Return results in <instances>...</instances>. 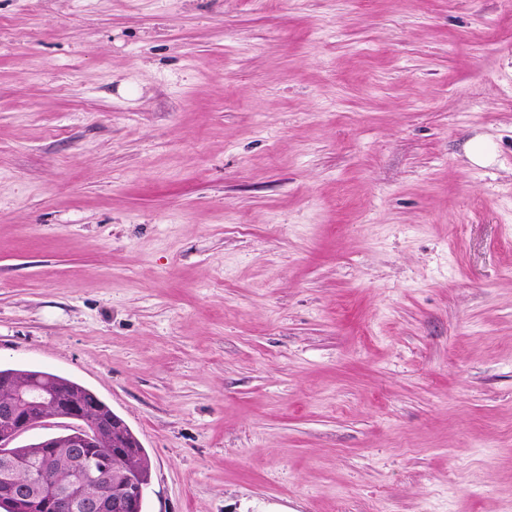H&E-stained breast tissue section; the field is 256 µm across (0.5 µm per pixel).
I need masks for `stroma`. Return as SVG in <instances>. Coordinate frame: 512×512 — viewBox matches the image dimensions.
<instances>
[{"instance_id": "35a3bbf8", "label": "stroma", "mask_w": 512, "mask_h": 512, "mask_svg": "<svg viewBox=\"0 0 512 512\" xmlns=\"http://www.w3.org/2000/svg\"><path fill=\"white\" fill-rule=\"evenodd\" d=\"M0 367L146 512H512V0H0Z\"/></svg>"}]
</instances>
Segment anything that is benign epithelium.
<instances>
[{"mask_svg": "<svg viewBox=\"0 0 512 512\" xmlns=\"http://www.w3.org/2000/svg\"><path fill=\"white\" fill-rule=\"evenodd\" d=\"M53 418H65L87 424L82 439L61 442L59 434L44 437L55 449L54 456L40 462L42 478L30 482L21 474L24 467L9 456L0 457V480L8 486L12 497L45 512H137V502L145 489L130 483L114 484L110 470H105L96 483L81 481L78 466L85 448H105L112 458L125 456L123 450L125 421L112 417V426L92 421L81 402L68 389L54 384L34 387L16 380L0 382V445L8 444ZM65 456L70 462V475L61 484L55 478V458Z\"/></svg>", "mask_w": 512, "mask_h": 512, "instance_id": "1", "label": "benign epithelium"}]
</instances>
